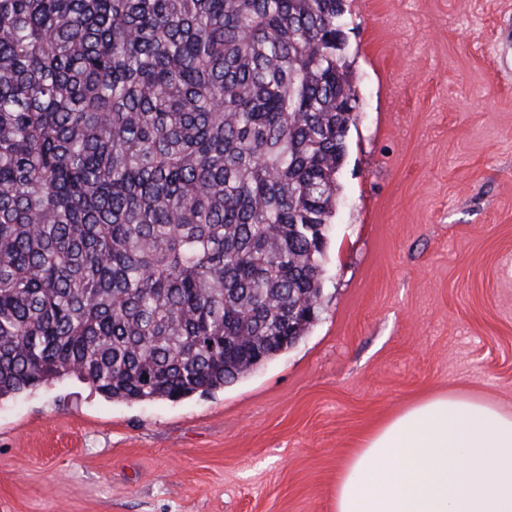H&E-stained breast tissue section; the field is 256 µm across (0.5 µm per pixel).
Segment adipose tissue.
<instances>
[{"label":"adipose tissue","instance_id":"1","mask_svg":"<svg viewBox=\"0 0 512 512\" xmlns=\"http://www.w3.org/2000/svg\"><path fill=\"white\" fill-rule=\"evenodd\" d=\"M334 512H512V410L457 389L410 403L363 436Z\"/></svg>","mask_w":512,"mask_h":512}]
</instances>
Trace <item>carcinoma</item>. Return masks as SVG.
<instances>
[{
    "instance_id": "1",
    "label": "carcinoma",
    "mask_w": 512,
    "mask_h": 512,
    "mask_svg": "<svg viewBox=\"0 0 512 512\" xmlns=\"http://www.w3.org/2000/svg\"><path fill=\"white\" fill-rule=\"evenodd\" d=\"M343 0H0V398L175 401L321 293Z\"/></svg>"
}]
</instances>
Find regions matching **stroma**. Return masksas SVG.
<instances>
[{
  "label": "stroma",
  "instance_id": "obj_1",
  "mask_svg": "<svg viewBox=\"0 0 512 512\" xmlns=\"http://www.w3.org/2000/svg\"><path fill=\"white\" fill-rule=\"evenodd\" d=\"M359 103L316 321L224 388L0 399V512H334L365 431L437 389L512 408V0H344Z\"/></svg>",
  "mask_w": 512,
  "mask_h": 512
}]
</instances>
